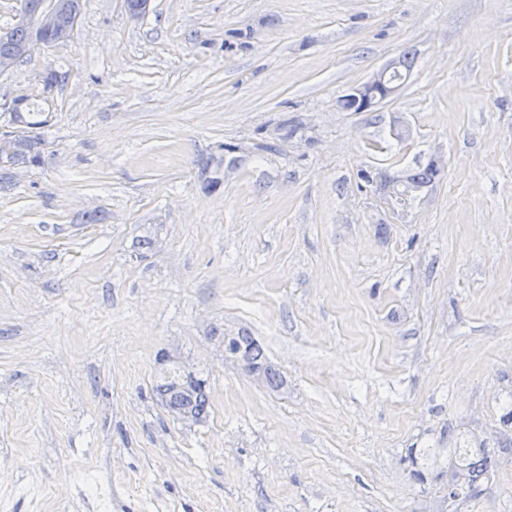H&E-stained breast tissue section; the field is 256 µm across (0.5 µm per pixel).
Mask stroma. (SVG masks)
Returning <instances> with one entry per match:
<instances>
[{
	"instance_id": "obj_1",
	"label": "stroma",
	"mask_w": 512,
	"mask_h": 512,
	"mask_svg": "<svg viewBox=\"0 0 512 512\" xmlns=\"http://www.w3.org/2000/svg\"><path fill=\"white\" fill-rule=\"evenodd\" d=\"M407 49L393 97L340 108ZM30 93L42 162L0 160V512H512V0H82L0 73ZM433 154L418 198L381 189ZM242 330L287 390L225 359ZM173 366L203 420L155 393ZM467 443L495 473L452 502Z\"/></svg>"
}]
</instances>
